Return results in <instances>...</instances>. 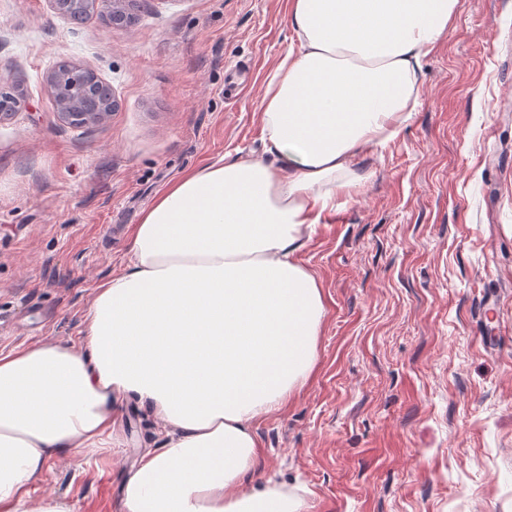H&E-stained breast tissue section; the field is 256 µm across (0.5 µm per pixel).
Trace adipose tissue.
Listing matches in <instances>:
<instances>
[{
    "label": "adipose tissue",
    "instance_id": "adipose-tissue-1",
    "mask_svg": "<svg viewBox=\"0 0 512 512\" xmlns=\"http://www.w3.org/2000/svg\"><path fill=\"white\" fill-rule=\"evenodd\" d=\"M458 6L288 0L291 42L261 103L269 160L172 181L79 341L0 353V512H74L31 481L55 456L111 446L131 397L168 431L127 472L121 512H306L307 488L251 480L259 423L316 364L326 305L299 254L369 180L356 157L404 130Z\"/></svg>",
    "mask_w": 512,
    "mask_h": 512
}]
</instances>
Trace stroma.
<instances>
[{"label": "stroma", "instance_id": "stroma-1", "mask_svg": "<svg viewBox=\"0 0 512 512\" xmlns=\"http://www.w3.org/2000/svg\"><path fill=\"white\" fill-rule=\"evenodd\" d=\"M83 22L0 0V352L81 336L130 228L182 173L264 155L260 102L287 0H128ZM92 69L117 103L60 121L47 79ZM369 180L300 258L326 315L305 387L258 434V476L308 512H512V0H460L423 62L403 133L359 155ZM499 305L480 317L485 294ZM165 429L136 399L111 448L51 459L33 485L75 512H121L124 476Z\"/></svg>", "mask_w": 512, "mask_h": 512}]
</instances>
